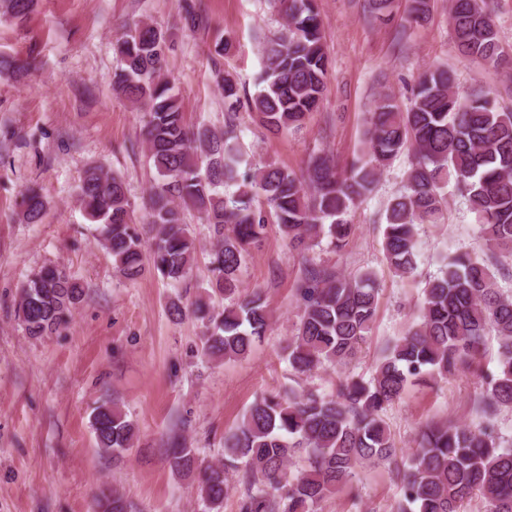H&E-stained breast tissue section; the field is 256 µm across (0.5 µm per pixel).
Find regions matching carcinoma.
Wrapping results in <instances>:
<instances>
[{
	"label": "carcinoma",
	"mask_w": 512,
	"mask_h": 512,
	"mask_svg": "<svg viewBox=\"0 0 512 512\" xmlns=\"http://www.w3.org/2000/svg\"><path fill=\"white\" fill-rule=\"evenodd\" d=\"M282 29L261 44L262 88L250 98L228 74L217 73L224 97V127L191 125L178 95L165 78L167 52L163 32L138 20L125 23L113 45L119 65L113 91L145 112L143 137L156 172L137 215L123 178L92 163L79 184L87 218L100 225V243L122 276L133 282L145 271L142 240L135 225L156 230L151 247L154 268L181 282L193 272L195 240L185 210L192 208L209 226L215 244L210 253L207 296L230 304L217 309L195 302L192 314L205 328L202 351L226 362L247 357L266 335L271 313L259 291L241 294L238 273L275 224L288 244L305 249L326 236L343 247L354 231L348 215L372 191L381 170L408 150L405 191L386 211L384 253L400 275L416 267L419 224H439L447 208L445 188H455L477 216L478 253L448 258L430 279L411 331L390 345L369 380L349 377L336 393L309 390L300 396L264 395L224 434V464H203L196 449L179 441L167 460L175 474L199 471L198 491L209 512H219L229 493L226 474L240 473L245 493L239 512H312L318 501L348 484L359 468L395 465L401 484L400 512H460L464 502L481 497L487 512H512V448L501 446L491 426L441 422L421 428L417 449L397 466L395 445L382 413L411 382L446 380L468 370L493 331L499 340L497 369L486 376L480 404L489 413L512 407V298L500 291L489 260L512 256V110L498 107L489 92L462 99L452 91L448 69L437 66L417 81L403 107L382 98L370 113L365 149L369 160L348 174L327 157L311 159L306 176L244 158L235 117L244 107L278 135L303 123L316 111L326 90L329 57L317 0H276ZM372 18L392 15L394 0H367ZM407 20L419 22L431 0H408ZM38 0H0V15L24 21ZM184 26L207 25L201 6L179 0ZM449 23L458 53L485 63L512 65L501 47L490 0H450ZM31 62L0 55V75L28 68ZM46 201L31 185L21 194V218L41 222ZM84 289L65 269L45 265L23 285L16 312L25 332L41 337L65 324ZM372 272L344 277L306 270L300 288L302 310L284 360L296 374L343 363L361 349L378 306ZM92 428L104 453L131 447L135 425L116 406L95 408ZM306 467L288 472L296 452ZM100 512H128L116 490L104 488Z\"/></svg>",
	"instance_id": "obj_1"
}]
</instances>
